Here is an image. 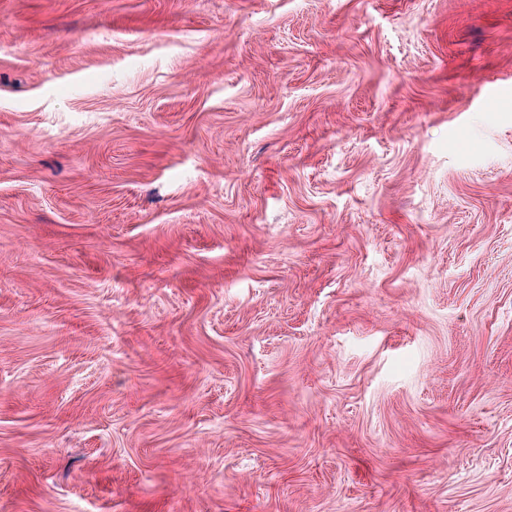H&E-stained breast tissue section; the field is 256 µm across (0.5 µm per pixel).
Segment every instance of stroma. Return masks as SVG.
Here are the masks:
<instances>
[{
	"label": "stroma",
	"mask_w": 512,
	"mask_h": 512,
	"mask_svg": "<svg viewBox=\"0 0 512 512\" xmlns=\"http://www.w3.org/2000/svg\"><path fill=\"white\" fill-rule=\"evenodd\" d=\"M0 512H512V0H0Z\"/></svg>",
	"instance_id": "stroma-1"
}]
</instances>
